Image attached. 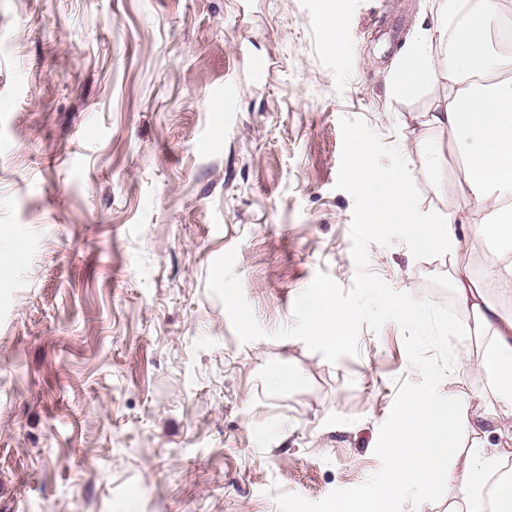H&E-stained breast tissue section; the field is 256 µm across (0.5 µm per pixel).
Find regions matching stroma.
Returning <instances> with one entry per match:
<instances>
[{
  "label": "stroma",
  "instance_id": "1",
  "mask_svg": "<svg viewBox=\"0 0 512 512\" xmlns=\"http://www.w3.org/2000/svg\"><path fill=\"white\" fill-rule=\"evenodd\" d=\"M328 9L0 0V512H279L278 493L316 502L379 469V428L420 379L399 326L362 328L358 354L332 364L298 339L241 343L208 288L235 251L272 331L317 272L352 286L344 117L398 145L422 211L487 217L441 135L416 143L438 83L388 81L438 0H340L332 23ZM228 81L234 109L213 111ZM369 254L395 290L449 304L461 264L512 313L491 242ZM440 391L472 410L491 399L457 370Z\"/></svg>",
  "mask_w": 512,
  "mask_h": 512
}]
</instances>
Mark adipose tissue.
<instances>
[{
  "label": "adipose tissue",
  "instance_id": "1",
  "mask_svg": "<svg viewBox=\"0 0 512 512\" xmlns=\"http://www.w3.org/2000/svg\"><path fill=\"white\" fill-rule=\"evenodd\" d=\"M471 0H440V23L422 31L403 52L391 75L400 91L412 90L446 77L447 95L426 125L448 136V153L462 164L460 185L489 210L486 222L473 225L470 241L491 240L501 253L512 254V47L496 48L492 36L508 14L507 0H480L482 22L471 25L446 62L434 49L446 41L455 19L466 14ZM414 239L419 246L440 247L456 255L464 247L449 218L433 214L415 221ZM455 297L462 311L475 317L493 338L481 358L462 352L458 364L489 384L494 403L472 413L464 405L451 410L456 430L469 445L459 469L449 470L448 484L454 498L468 512H512V480L497 478L498 455L491 450L490 424L500 408L512 407V313L502 312L486 298L467 272L455 279Z\"/></svg>",
  "mask_w": 512,
  "mask_h": 512
}]
</instances>
